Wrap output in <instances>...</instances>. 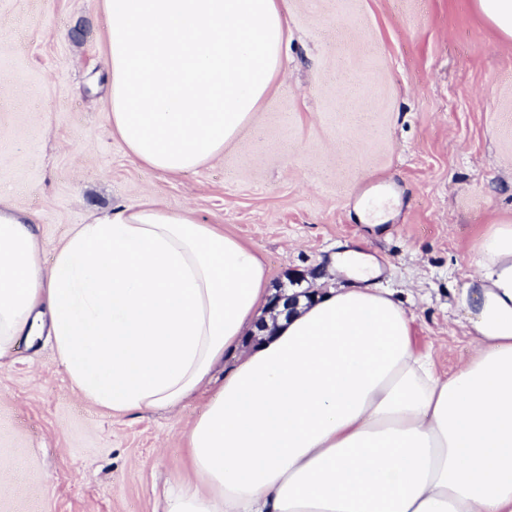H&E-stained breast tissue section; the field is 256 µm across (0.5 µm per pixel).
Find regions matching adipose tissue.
I'll list each match as a JSON object with an SVG mask.
<instances>
[{
	"instance_id": "adipose-tissue-1",
	"label": "adipose tissue",
	"mask_w": 512,
	"mask_h": 512,
	"mask_svg": "<svg viewBox=\"0 0 512 512\" xmlns=\"http://www.w3.org/2000/svg\"><path fill=\"white\" fill-rule=\"evenodd\" d=\"M112 133L182 174L224 151L283 67L286 0H104ZM455 307L472 353L439 375L361 252L228 369L165 512H512V224ZM268 271L237 237L147 199L78 225L49 271L0 210V353L49 315L71 381L119 413L170 408L254 332Z\"/></svg>"
}]
</instances>
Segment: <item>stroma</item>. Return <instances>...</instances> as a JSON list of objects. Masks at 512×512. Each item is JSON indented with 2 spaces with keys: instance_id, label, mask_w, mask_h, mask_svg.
I'll return each instance as SVG.
<instances>
[{
  "instance_id": "1",
  "label": "stroma",
  "mask_w": 512,
  "mask_h": 512,
  "mask_svg": "<svg viewBox=\"0 0 512 512\" xmlns=\"http://www.w3.org/2000/svg\"><path fill=\"white\" fill-rule=\"evenodd\" d=\"M104 29L103 0H0V208L34 218L42 268L77 225L150 197L246 243L272 292L315 287L358 245L436 371L469 358L453 294L479 236L512 222V43L471 0H288L282 74L220 156L178 176L113 137ZM223 382L113 413L52 336L19 339L0 355V512H165Z\"/></svg>"
}]
</instances>
